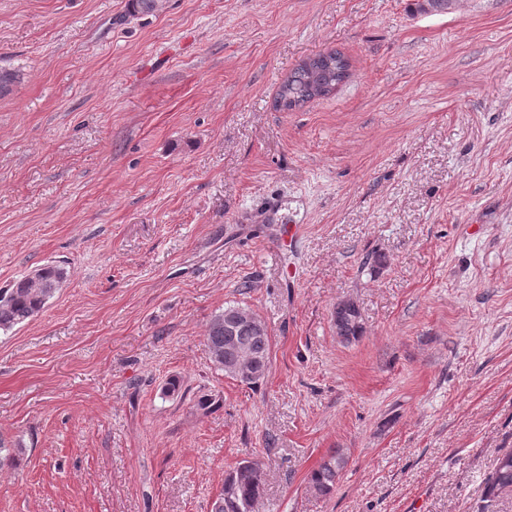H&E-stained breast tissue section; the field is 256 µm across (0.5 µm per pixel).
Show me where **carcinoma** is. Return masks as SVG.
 <instances>
[{
    "label": "carcinoma",
    "instance_id": "cac0c4a2",
    "mask_svg": "<svg viewBox=\"0 0 512 512\" xmlns=\"http://www.w3.org/2000/svg\"><path fill=\"white\" fill-rule=\"evenodd\" d=\"M454 0H418L415 10L422 13H446ZM164 8L163 0H128L129 14L152 15ZM348 61L338 51H329L309 58L296 66L280 85L275 106L281 110H293L315 98L329 95L348 75ZM20 72L0 67V97L9 94L19 82ZM67 277L64 266L51 262L35 270V273L17 280L8 288L0 289V330L8 332L38 316L54 297ZM247 308L228 305L215 314L207 329V344L215 368L233 379L246 374L244 382L257 385L264 380L270 367L269 336L259 335L246 326H237V335H224V325L233 321L239 312ZM337 335L348 340L363 332L361 315L357 309L334 310ZM235 341L245 347L238 356H224V345ZM24 448H8L0 441V465H16ZM347 464L340 448H334L309 475V488L319 496L330 494L340 473ZM264 492V472L260 462L245 474L234 479L231 493H220L214 503V512H256ZM512 494V452L498 459L486 482V497Z\"/></svg>",
    "mask_w": 512,
    "mask_h": 512
}]
</instances>
